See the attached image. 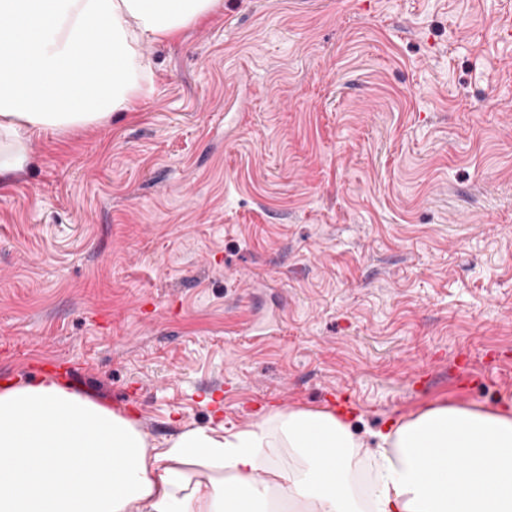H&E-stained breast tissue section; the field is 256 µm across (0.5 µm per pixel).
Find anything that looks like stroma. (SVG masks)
I'll return each mask as SVG.
<instances>
[{"mask_svg": "<svg viewBox=\"0 0 512 512\" xmlns=\"http://www.w3.org/2000/svg\"><path fill=\"white\" fill-rule=\"evenodd\" d=\"M508 26L512 0H224L145 44L133 111L30 135L0 185V383L69 382L160 448L209 396L228 430L342 408L361 437L512 406Z\"/></svg>", "mask_w": 512, "mask_h": 512, "instance_id": "obj_1", "label": "stroma"}]
</instances>
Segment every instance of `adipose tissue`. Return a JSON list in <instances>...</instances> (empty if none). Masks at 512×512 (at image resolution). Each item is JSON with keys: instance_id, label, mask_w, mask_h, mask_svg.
Returning a JSON list of instances; mask_svg holds the SVG:
<instances>
[{"instance_id": "obj_1", "label": "adipose tissue", "mask_w": 512, "mask_h": 512, "mask_svg": "<svg viewBox=\"0 0 512 512\" xmlns=\"http://www.w3.org/2000/svg\"><path fill=\"white\" fill-rule=\"evenodd\" d=\"M224 0H0V182L29 132L128 112L150 84L146 43ZM364 451L333 409L269 410L249 427L150 447L135 420L53 379L0 384V512H512V407L433 402ZM288 457L281 465L276 454Z\"/></svg>"}]
</instances>
